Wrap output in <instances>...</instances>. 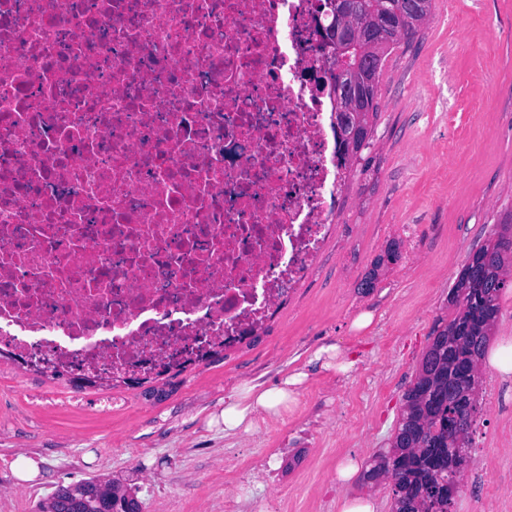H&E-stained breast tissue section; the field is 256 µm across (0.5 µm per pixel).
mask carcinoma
Segmentation results:
<instances>
[{"label":"carcinoma","mask_w":512,"mask_h":512,"mask_svg":"<svg viewBox=\"0 0 512 512\" xmlns=\"http://www.w3.org/2000/svg\"><path fill=\"white\" fill-rule=\"evenodd\" d=\"M406 0H361L365 14L379 7L400 9ZM512 266V213L502 222V231L471 252L448 293L455 308L454 317L436 332L424 353L414 382L404 394L405 405L396 429V439L404 447L396 449L392 461L393 498L406 512H449L459 489V482L448 483L451 475H461L468 462L470 436L456 446L455 426L471 429L478 411L473 395L479 376L471 375L475 362L485 357L489 337L485 324L496 320L500 311V294L507 286V267ZM449 380L465 397L453 405L430 386ZM100 478L83 481L75 489L59 487L52 497L71 508L81 492L91 489L105 507L123 512L130 489L121 496L99 486Z\"/></svg>","instance_id":"1"}]
</instances>
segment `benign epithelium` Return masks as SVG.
Segmentation results:
<instances>
[{
    "mask_svg": "<svg viewBox=\"0 0 512 512\" xmlns=\"http://www.w3.org/2000/svg\"><path fill=\"white\" fill-rule=\"evenodd\" d=\"M429 0H409L407 13L415 25L423 24L428 16ZM406 30L404 19L384 14L361 18L360 0H336V22L324 31L326 41L336 44V52L345 45L358 42L371 47L401 37ZM378 58L369 57L360 67H336V78L329 79L335 89L336 125L348 154H356L355 143H366L369 130L362 122V114L369 111V87L377 78Z\"/></svg>",
    "mask_w": 512,
    "mask_h": 512,
    "instance_id": "7a95c632",
    "label": "benign epithelium"
}]
</instances>
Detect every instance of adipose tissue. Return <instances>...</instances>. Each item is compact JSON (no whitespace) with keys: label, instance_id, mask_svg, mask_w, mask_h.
<instances>
[{"label":"adipose tissue","instance_id":"1","mask_svg":"<svg viewBox=\"0 0 512 512\" xmlns=\"http://www.w3.org/2000/svg\"><path fill=\"white\" fill-rule=\"evenodd\" d=\"M307 377V372L300 369L288 374L279 387L261 390L251 386L241 391L236 400L224 410L225 430L238 429L251 413L259 410L277 413L280 405L295 401L298 388L306 381Z\"/></svg>","mask_w":512,"mask_h":512}]
</instances>
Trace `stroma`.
<instances>
[{
	"label": "stroma",
	"mask_w": 512,
	"mask_h": 512,
	"mask_svg": "<svg viewBox=\"0 0 512 512\" xmlns=\"http://www.w3.org/2000/svg\"><path fill=\"white\" fill-rule=\"evenodd\" d=\"M512 0H433L419 33L391 49L379 112L321 263L263 334L181 372L135 385L80 387L0 359V512H38L59 486L109 477L141 512H340L371 496L389 512L388 482L336 480L388 448L423 353L450 320L448 292L471 249L512 212ZM397 261L374 269L390 243ZM377 270L374 288L361 283ZM372 323L354 328L359 314ZM339 345L345 374L317 370L280 415L251 414L224 431V408L246 385L269 389L320 346ZM512 397L478 398L468 466L452 512H501L484 487L512 494ZM35 476L13 474L18 456Z\"/></svg>",
	"instance_id": "stroma-1"
}]
</instances>
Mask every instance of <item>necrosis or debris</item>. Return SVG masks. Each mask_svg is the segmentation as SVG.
Returning a JSON list of instances; mask_svg holds the SVG:
<instances>
[{"mask_svg":"<svg viewBox=\"0 0 512 512\" xmlns=\"http://www.w3.org/2000/svg\"><path fill=\"white\" fill-rule=\"evenodd\" d=\"M320 0H0V358L146 376L258 334L348 162Z\"/></svg>","mask_w":512,"mask_h":512,"instance_id":"obj_1","label":"necrosis or debris"}]
</instances>
